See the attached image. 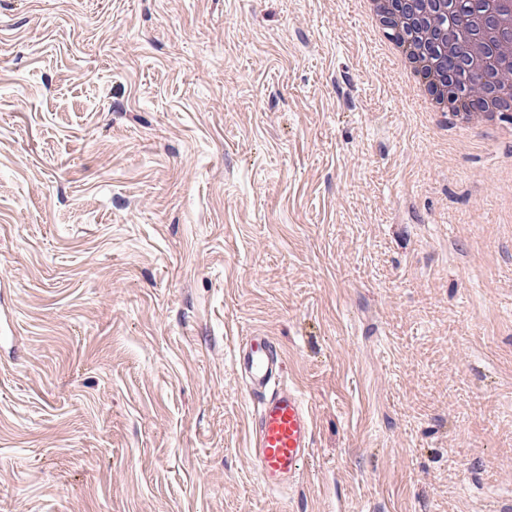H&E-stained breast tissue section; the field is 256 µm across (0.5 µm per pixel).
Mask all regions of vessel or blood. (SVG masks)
Wrapping results in <instances>:
<instances>
[{"instance_id":"vessel-or-blood-1","label":"vessel or blood","mask_w":512,"mask_h":512,"mask_svg":"<svg viewBox=\"0 0 512 512\" xmlns=\"http://www.w3.org/2000/svg\"><path fill=\"white\" fill-rule=\"evenodd\" d=\"M235 363L246 381L250 400L258 404L253 420V461L264 488L277 489L298 482L313 446L309 406L296 388L275 389L287 366L265 333L245 338Z\"/></svg>"}]
</instances>
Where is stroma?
<instances>
[{
	"instance_id": "stroma-1",
	"label": "stroma",
	"mask_w": 512,
	"mask_h": 512,
	"mask_svg": "<svg viewBox=\"0 0 512 512\" xmlns=\"http://www.w3.org/2000/svg\"><path fill=\"white\" fill-rule=\"evenodd\" d=\"M254 330L315 432L275 490ZM511 504V144L355 0H0V512ZM383 29L384 32H382L381 35L386 51L394 59L403 73L415 81L417 92H419V95L425 100L426 107L430 109L431 107L429 105H432V102L429 101L428 91L425 85L417 76L415 66L412 63L413 58L409 53L405 40L397 34L389 35L387 30L385 28Z\"/></svg>"
}]
</instances>
